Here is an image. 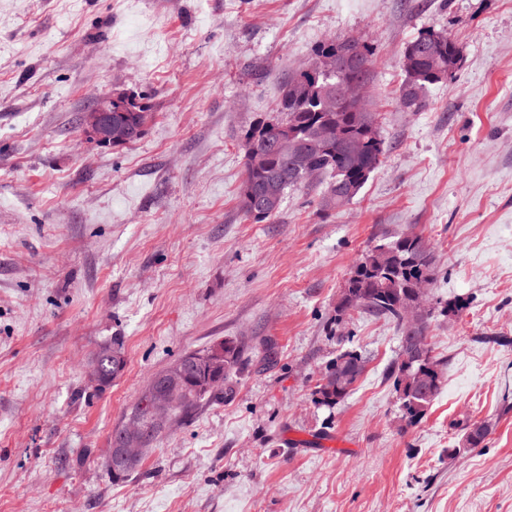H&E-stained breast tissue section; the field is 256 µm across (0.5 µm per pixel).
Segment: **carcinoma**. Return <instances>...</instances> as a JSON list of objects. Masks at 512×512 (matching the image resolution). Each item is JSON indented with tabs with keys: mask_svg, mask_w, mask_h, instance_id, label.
Segmentation results:
<instances>
[{
	"mask_svg": "<svg viewBox=\"0 0 512 512\" xmlns=\"http://www.w3.org/2000/svg\"><path fill=\"white\" fill-rule=\"evenodd\" d=\"M351 37H337L319 45L313 55L343 54ZM404 52L416 57L415 67L403 68L405 77L400 87L399 101L406 112H419L426 106L423 98L429 87L452 77L457 69L460 50L445 32L425 29L409 42ZM373 47L363 41L357 48L354 68L312 79L300 71L286 81L280 90L278 116L260 119L245 133L244 139L267 154L266 167L257 170L245 162V176L240 189V207L246 219L256 223L274 218L280 211L288 191L311 185L314 176L326 177L328 182L319 201V211L326 216L353 202L370 174L378 167L385 153L384 141L378 132L376 113L370 112V122L351 111L343 103L341 86L350 78L364 83L370 81ZM335 102L332 107L324 102ZM148 107L135 101L133 109L115 112L112 119L143 129L149 119ZM336 126L339 137L335 142L316 148L309 154L306 172H295L290 167L288 150L279 140L310 145L319 130L326 125ZM362 140L363 147L352 153L344 147V140ZM435 262L427 241L418 234H402L377 244L366 251L351 268L345 287L336 300L332 324L339 327L355 311L368 312L396 323L400 332V360L389 370L398 394L399 408L408 423L421 419L439 395L443 386L444 363L432 354L428 333L436 308L432 306L423 285L433 280ZM426 303L425 312L414 328H409L402 309L415 298ZM224 348V359L212 362L208 354L213 347L183 354L182 396L178 399L171 420L179 423L187 419L205 401L219 397L218 387L224 385L241 364L240 349L234 342L219 343ZM100 385L103 392L112 386L126 367L123 345L113 339L101 345L98 354ZM351 365V378L343 387L336 386V374ZM365 371V358L353 349L339 352L315 386V403L335 408L350 394L354 384ZM489 434L485 423L464 427L466 444L471 448L481 445Z\"/></svg>",
	"mask_w": 512,
	"mask_h": 512,
	"instance_id": "1",
	"label": "carcinoma"
}]
</instances>
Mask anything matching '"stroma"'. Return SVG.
<instances>
[{
  "label": "stroma",
  "mask_w": 512,
  "mask_h": 512,
  "mask_svg": "<svg viewBox=\"0 0 512 512\" xmlns=\"http://www.w3.org/2000/svg\"><path fill=\"white\" fill-rule=\"evenodd\" d=\"M427 28L461 61L404 112L401 54ZM338 36L374 49L381 164L329 215L317 180L245 219V131ZM120 91L144 134L87 139L83 113ZM401 233L433 249L431 295L465 304L431 323L442 390L406 425L399 332L356 312L341 331L366 369L327 412L336 299ZM115 336L127 365L98 393L83 367ZM227 338L230 393L113 479L152 377ZM0 512H512V0H0Z\"/></svg>",
  "instance_id": "stroma-1"
}]
</instances>
